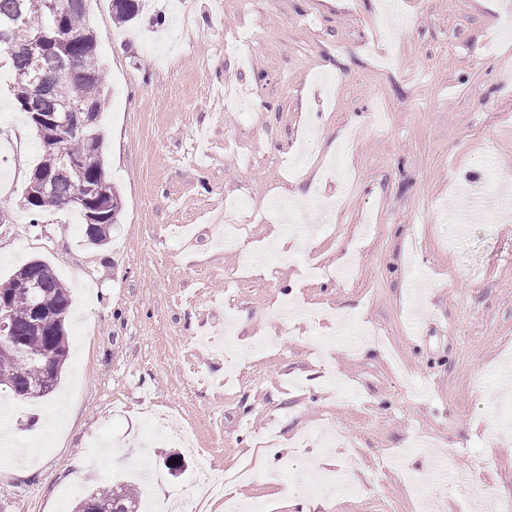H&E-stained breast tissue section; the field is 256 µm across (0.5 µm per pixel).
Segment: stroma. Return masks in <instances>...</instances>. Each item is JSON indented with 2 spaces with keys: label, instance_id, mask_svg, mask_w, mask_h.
Masks as SVG:
<instances>
[{
  "label": "stroma",
  "instance_id": "35a3bbf8",
  "mask_svg": "<svg viewBox=\"0 0 512 512\" xmlns=\"http://www.w3.org/2000/svg\"><path fill=\"white\" fill-rule=\"evenodd\" d=\"M510 11L147 0L122 26L89 0L122 202L100 246L75 210L27 209L41 150L0 52V279L41 259L72 298L57 391L36 405L0 387V512H71L145 469L157 512H184L249 464V512H417L418 471L449 512L512 501V221L491 204L512 188ZM343 310L384 344L341 342ZM444 454L477 483L434 478Z\"/></svg>",
  "mask_w": 512,
  "mask_h": 512
}]
</instances>
